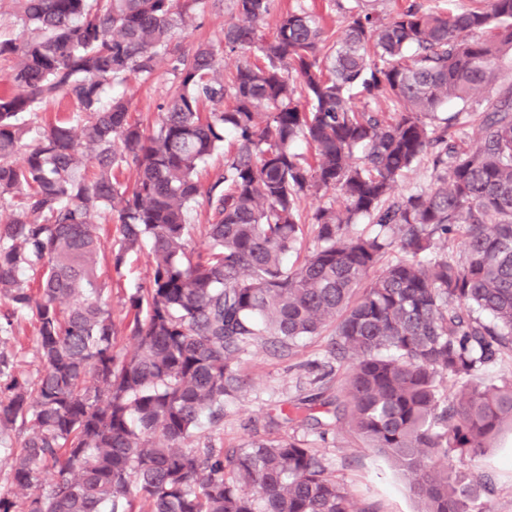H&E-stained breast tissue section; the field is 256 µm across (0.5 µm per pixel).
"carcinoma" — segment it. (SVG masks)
<instances>
[{
	"label": "carcinoma",
	"mask_w": 512,
	"mask_h": 512,
	"mask_svg": "<svg viewBox=\"0 0 512 512\" xmlns=\"http://www.w3.org/2000/svg\"><path fill=\"white\" fill-rule=\"evenodd\" d=\"M14 2L23 34L0 40L17 88L0 96V333L34 320L43 371L0 351V434L19 440L0 512H373L293 437L195 445L202 419L242 390L247 344L289 350L330 326V354L351 366L316 424L347 423L390 456L423 512H485L480 480L450 461L512 429V381H481L512 347V86L482 96L512 55V0L446 13L406 0L386 17L356 0L333 41L301 6L266 40L274 0H233L220 44H256L264 63L227 79L214 44H173L198 0ZM164 63L173 81L156 130L122 98L103 104ZM59 99L70 111L43 125L41 105ZM451 101L477 105L473 141L437 120ZM427 155L435 181L400 193ZM200 197L206 245L192 250ZM114 213L107 255L98 220ZM362 220L375 231H353ZM308 232L316 248L288 266ZM456 232L460 254L433 255ZM145 242L150 285L128 297L120 329L99 263L119 276ZM120 335L136 344L128 359ZM443 379L458 391L440 394Z\"/></svg>",
	"instance_id": "1"
}]
</instances>
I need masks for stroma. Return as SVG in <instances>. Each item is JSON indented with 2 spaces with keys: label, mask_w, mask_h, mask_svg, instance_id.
Masks as SVG:
<instances>
[{
  "label": "stroma",
  "mask_w": 512,
  "mask_h": 512,
  "mask_svg": "<svg viewBox=\"0 0 512 512\" xmlns=\"http://www.w3.org/2000/svg\"><path fill=\"white\" fill-rule=\"evenodd\" d=\"M349 0H274V13L264 22L266 33L275 30L276 16L287 10L304 7L322 15L328 31L340 32L347 23L342 7ZM233 15L232 0H198L191 27L176 33L184 50L194 49L200 42L219 43L224 25ZM172 77L159 71L149 81L137 78L110 88L108 97H121L129 103L133 118L147 129H155L159 106L163 103ZM151 269L147 251L129 254L122 275L112 281V317L125 319L127 298L137 289L148 287ZM333 328L320 335L298 340L289 354L276 351L265 340L247 345L241 356L240 370L245 387L224 406V420L203 422V443L218 448L243 446L254 437L291 435L303 440L322 458L337 480L349 490L356 506L372 507L374 512H419L421 502L410 488L407 475L386 455L367 445L349 428L342 425L324 431L313 422H289L285 414L293 404L318 395L335 399L345 366H338L331 378L317 381V367L330 359ZM36 326L31 320L16 325L4 345L18 368L34 376L42 364L35 352ZM459 470L485 477L480 489L479 506L491 512H512V431L503 430L476 461L459 463Z\"/></svg>",
  "instance_id": "35a3bbf8"
}]
</instances>
